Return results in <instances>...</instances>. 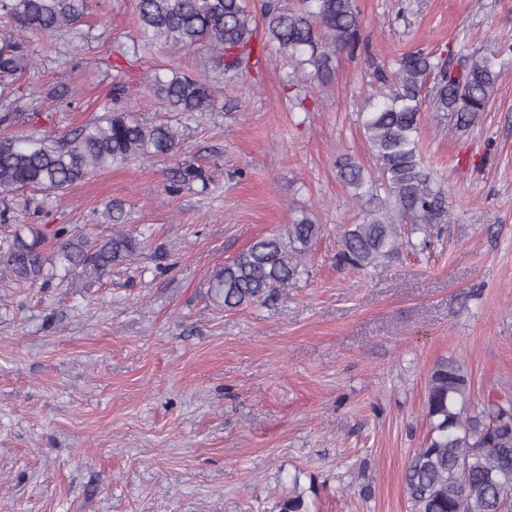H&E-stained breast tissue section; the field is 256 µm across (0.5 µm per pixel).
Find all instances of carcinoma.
Returning <instances> with one entry per match:
<instances>
[{
    "instance_id": "obj_1",
    "label": "carcinoma",
    "mask_w": 512,
    "mask_h": 512,
    "mask_svg": "<svg viewBox=\"0 0 512 512\" xmlns=\"http://www.w3.org/2000/svg\"><path fill=\"white\" fill-rule=\"evenodd\" d=\"M85 0H0V15L14 33L0 36V98L14 97L0 113V126L25 123L19 111L21 81L34 68L29 49L33 35L52 37L75 31ZM141 45L149 54L162 39L186 48L204 47L211 67L233 78L249 70L265 51L255 43L256 16L248 0H137ZM266 41L295 62L302 81L332 79L333 60L365 50L354 0H268L262 11ZM500 45L483 55L463 56L460 71L451 67L454 50L407 52L393 66L379 67L380 89L360 109V127L375 160L370 175L348 157L337 162L339 179L353 190L364 217L341 232L337 263L354 270L379 267L403 245L423 246L436 224L448 223V193L425 167L419 146L423 103L444 112L453 128H467L486 111L501 75ZM148 87L168 108L203 115L218 107V93L204 77L156 72ZM125 87L112 89L103 114L57 139L0 136V199L23 190L61 200L87 176L132 159L166 157L175 161L168 190L177 193L202 171L178 158L177 131L167 123H145L118 106ZM409 221L415 244L402 242L399 223ZM319 225L302 215L283 232L254 239L232 262L209 278L211 300L227 309L264 303L304 273L303 257L318 237ZM40 230L21 224L13 239L0 243V269L18 285L34 283L46 257ZM136 239L123 231L97 242L63 228L57 234V258L71 269L88 263L104 274L124 264ZM471 381L457 359H442L426 388L428 433L412 455L404 475L411 512H504L512 505V402L495 403L467 414ZM278 512H309L302 494L278 503Z\"/></svg>"
}]
</instances>
